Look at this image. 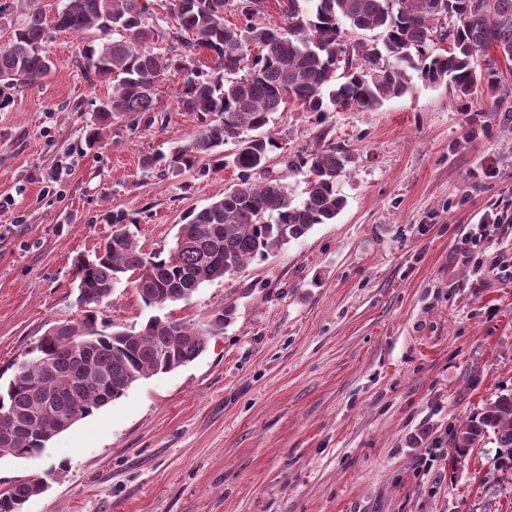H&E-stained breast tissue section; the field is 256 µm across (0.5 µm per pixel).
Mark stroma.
<instances>
[{"mask_svg": "<svg viewBox=\"0 0 512 512\" xmlns=\"http://www.w3.org/2000/svg\"><path fill=\"white\" fill-rule=\"evenodd\" d=\"M93 34L55 33L52 73L0 92V369L73 318V266L112 234L168 250L184 215L234 169L179 175L144 158L197 131L179 74L157 109L98 119L111 81L76 66ZM498 100L469 106L415 82L380 108L317 121L275 113L271 175L301 202L290 161L332 142L351 155L344 209L267 260L203 284L170 317L231 314L190 364L136 382L37 458L0 457V489L41 477L24 512H512L493 443L448 456V430L512 391V224L463 258L494 206L512 210V62ZM103 134L94 146L86 138ZM156 308L122 280L99 308L140 329Z\"/></svg>", "mask_w": 512, "mask_h": 512, "instance_id": "1", "label": "stroma"}]
</instances>
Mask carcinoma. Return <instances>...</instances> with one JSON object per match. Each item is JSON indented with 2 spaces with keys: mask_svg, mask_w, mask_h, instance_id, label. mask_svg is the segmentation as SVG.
Returning a JSON list of instances; mask_svg holds the SVG:
<instances>
[{
  "mask_svg": "<svg viewBox=\"0 0 512 512\" xmlns=\"http://www.w3.org/2000/svg\"><path fill=\"white\" fill-rule=\"evenodd\" d=\"M24 20L0 47V85L47 77L54 62L47 42L54 30L78 36L96 31L106 40L85 45L81 56L92 78H110L104 117L155 111V90L171 69L184 72L176 102L199 121L197 134L164 163L180 174L225 167L237 182L224 197L190 213L167 255L147 254L119 227L94 259L75 264L80 317L59 323L27 351L29 363L0 385V457H35L44 436L125 395L137 381L184 366L224 328L229 309L206 325L154 316L140 330H108L98 308L127 274L149 307L189 302L206 282L236 275L264 261L315 224H327L345 205L338 181L351 156L328 143L293 167L305 169L304 199L294 203L288 185L266 175L271 154L283 144L272 115L294 106L322 120L338 107L373 110L406 95L417 78L446 86L462 102L499 91V61H512V0H281L282 22L264 19L263 0H165L167 25L144 22L146 0H19ZM243 17L241 25L225 18ZM361 38L351 40L349 34ZM448 52L431 50L434 37ZM206 51L211 65L199 66ZM232 144L226 153L222 146ZM484 224H512V211H486ZM490 440L512 468V393L453 426L448 444L461 455ZM43 478L0 490V512H22Z\"/></svg>",
  "mask_w": 512,
  "mask_h": 512,
  "instance_id": "obj_1",
  "label": "carcinoma"
}]
</instances>
